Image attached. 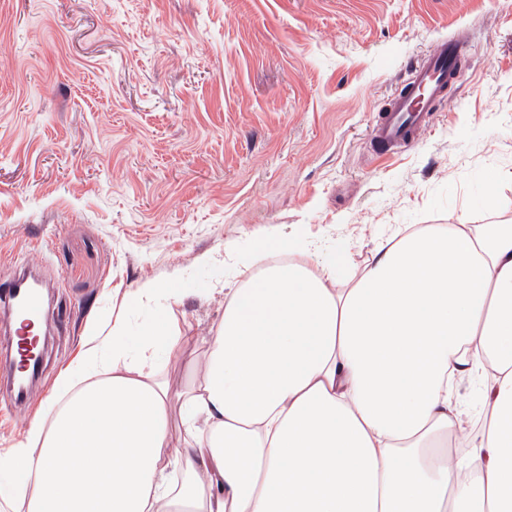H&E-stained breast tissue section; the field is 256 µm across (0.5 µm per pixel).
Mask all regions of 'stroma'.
Here are the masks:
<instances>
[{
  "mask_svg": "<svg viewBox=\"0 0 512 512\" xmlns=\"http://www.w3.org/2000/svg\"><path fill=\"white\" fill-rule=\"evenodd\" d=\"M451 37L467 55L429 128L377 156L407 63ZM509 217L512 0H0V280L31 260L54 287L0 454L145 281L236 284L266 234L360 269L397 229ZM223 311L178 308L187 357ZM28 357V356H26ZM43 364H44V358L42 359L41 364L37 365V362L30 359L29 357L24 359V364L21 367V373L24 375L20 376V380H23L27 375H29V382L26 386V388L23 391H20L18 387L15 386L14 382V376L11 380V386H10V400L12 401L14 408L17 409L19 406L25 405L28 403L30 396H31V388L32 383L35 379L40 377L43 372Z\"/></svg>",
  "mask_w": 512,
  "mask_h": 512,
  "instance_id": "stroma-1",
  "label": "stroma"
}]
</instances>
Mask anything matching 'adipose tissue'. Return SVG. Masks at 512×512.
Returning a JSON list of instances; mask_svg holds the SVG:
<instances>
[{"label": "adipose tissue", "mask_w": 512, "mask_h": 512, "mask_svg": "<svg viewBox=\"0 0 512 512\" xmlns=\"http://www.w3.org/2000/svg\"><path fill=\"white\" fill-rule=\"evenodd\" d=\"M266 245L188 384L191 294L147 281L105 309L44 414L0 455L23 512H512V219L392 234L347 287L309 242ZM149 319L130 331L128 317ZM481 389L463 408V380ZM182 430L173 434L171 408Z\"/></svg>", "instance_id": "obj_1"}]
</instances>
